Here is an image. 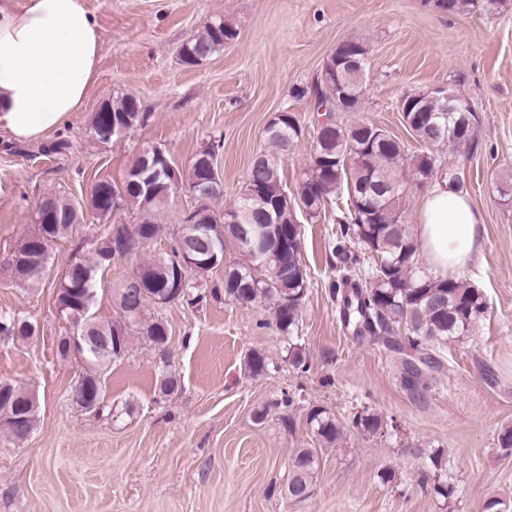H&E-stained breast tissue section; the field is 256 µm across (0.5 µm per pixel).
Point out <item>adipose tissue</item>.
<instances>
[{"instance_id":"1","label":"adipose tissue","mask_w":512,"mask_h":512,"mask_svg":"<svg viewBox=\"0 0 512 512\" xmlns=\"http://www.w3.org/2000/svg\"><path fill=\"white\" fill-rule=\"evenodd\" d=\"M100 56L98 23L81 0H0V126L14 139H42L82 107ZM415 237L427 273L448 280L475 259L482 223L468 194L435 180Z\"/></svg>"}]
</instances>
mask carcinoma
Masks as SVG:
<instances>
[{"instance_id":"obj_1","label":"carcinoma","mask_w":512,"mask_h":512,"mask_svg":"<svg viewBox=\"0 0 512 512\" xmlns=\"http://www.w3.org/2000/svg\"><path fill=\"white\" fill-rule=\"evenodd\" d=\"M239 35L233 22L220 18L206 22L181 47V62L196 66L213 54L224 49V45ZM313 94L321 102H335L345 94L348 111L356 112L362 104V84L347 86L341 90L336 80L319 75L309 87L295 86L291 90L294 98ZM138 102L132 94L109 100V111L97 112L91 122L92 139L106 142L104 134L109 122L118 120ZM412 106L432 117L440 112L439 101L421 91H410L401 98L400 110ZM416 139L426 146V151L405 157L401 142L377 124L360 121L349 127H340L328 120L313 130L311 169L302 181L298 196L310 218L317 217L329 200L346 198V207H338L342 216L336 217L339 232L332 243L331 253L338 262L336 280L331 294L339 303L340 314L346 327L358 338L381 341L406 356L403 386L413 392L427 388L423 372L418 363L432 368L441 367V361L429 350L439 348L450 341H457L470 333L474 325L487 312V303L482 291L463 279L435 280L421 273L420 251L410 225L402 222L400 206L386 205L391 184L400 183L398 193L405 196L406 187L402 178L409 172L422 186L439 175L448 176V182L464 187V178L456 168L443 171L441 157L433 153V147L445 143L446 136H431L424 125H413ZM270 150L261 154L262 167H251L244 189L237 199L224 207V214L243 216V224L263 236L284 238V245L274 243L267 251L255 256L249 253L232 232V225L225 224L217 214L209 211L208 221L196 230L193 224L195 213L183 216L179 241H190L192 233L210 242L223 240L232 248L237 258L228 263L232 272L224 276V286L210 289L213 298H224L232 303L247 300L251 304H267L273 314L276 329L288 337L287 356L293 366H305L302 345L297 342L300 308L305 299L310 280L300 258L301 240L299 226L288 219V212L274 209L279 198L280 184L274 175L281 174V155L303 136V129L295 116L288 112L270 121L265 128ZM221 141L213 140L194 155L188 168L187 188L193 195L203 189L212 172L201 165L198 159L212 150L218 151ZM143 163L137 157L128 168L122 184L101 182L98 193L88 205L58 196L57 211L48 218L37 210L38 230L22 238L14 254L35 252L37 242L44 233L64 238L73 233L78 224L87 223L86 213L105 217L120 211H131L138 218L141 233L128 241L126 256H131L145 245L153 242L162 230L160 218L165 214L174 197H165L161 192L149 196L143 183L134 174V169ZM110 251V242L98 240L93 255L69 263V270L60 280L55 293L54 306L60 318L67 324L65 332L57 340V356L63 360L72 358L64 348V337L90 336L86 344L82 377L89 387L90 401L97 404L105 400V375L112 365L109 348L119 341L123 350H128L132 334H137L151 346L163 349L168 343L169 328L162 319L146 320L143 312L148 303H157L160 298L182 301L196 289L195 299L204 297L202 286L187 280L183 288L172 290L170 285L180 277L177 265L178 248H172L169 256H154L132 270V274L143 273L142 287L135 289V297L121 292V286L113 288L112 299L120 310V319L103 321L92 309L98 293L97 276L103 270L101 257ZM370 254L374 264L370 266L368 280H362L360 254ZM42 268L33 272L26 266L11 269L13 281L23 287L36 288L49 276L53 267L52 252L41 253ZM30 321L14 315H0V333L27 339L35 334L28 330ZM178 389L177 377L171 373L159 375L157 392L170 396ZM13 403H0V419L4 428L16 440L27 437L35 425L36 409L27 405L33 394L11 385ZM307 422L314 435L327 445H334L342 438V430L335 419L324 409L313 407ZM355 424L367 433H374L382 426V419L367 410L356 416ZM316 459L308 448L295 451L289 465L287 495L292 500L311 498Z\"/></svg>"}]
</instances>
